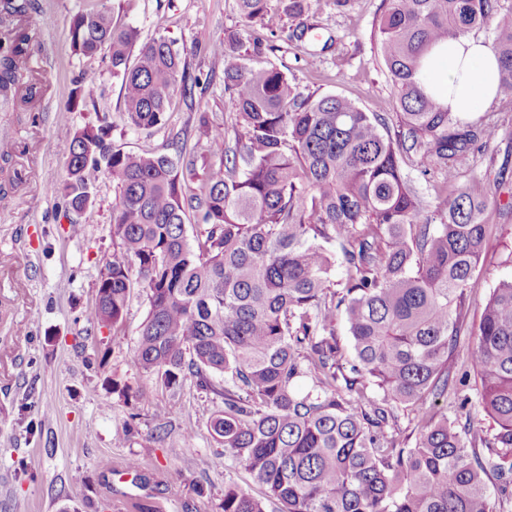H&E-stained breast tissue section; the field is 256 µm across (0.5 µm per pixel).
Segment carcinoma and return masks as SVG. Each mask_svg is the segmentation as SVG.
<instances>
[{"label":"carcinoma","mask_w":512,"mask_h":512,"mask_svg":"<svg viewBox=\"0 0 512 512\" xmlns=\"http://www.w3.org/2000/svg\"><path fill=\"white\" fill-rule=\"evenodd\" d=\"M240 14L274 34L284 18H302L312 0H237ZM377 54L395 90L398 128L341 95L296 92L285 71L247 64L267 45L231 32L212 48L224 56V92L236 108L234 143L187 186L196 155L134 154L108 125L85 127L62 148L66 176L58 192L71 208L92 204L96 176L112 178L117 251L105 262L88 312L100 329L121 327L131 290L148 313L130 361L164 388L190 380L221 401L210 421L224 454L265 488L257 499L230 478L217 512H496L486 482L489 461L512 471V280L482 307L466 357L480 380L479 406L493 423L485 442L474 421L436 409L448 394L459 356L465 287L485 247V213L496 202L489 183L471 179L429 222L424 196L404 172L419 156L422 174L468 156L480 132L464 126L422 79L434 50L492 26L497 98L512 107V5L507 0H384ZM32 0H0L12 23L0 82L27 98L31 55L26 20ZM73 52L108 51L121 79L123 112L150 133L169 120L180 93L195 107L181 51L159 33L137 28L94 5L71 27ZM84 76L77 106L93 96ZM215 142L224 126L199 117ZM201 229L188 234L187 213ZM334 242L339 252L327 244ZM346 278L334 280L336 265ZM344 318L353 358L336 341ZM308 374L310 388L297 379ZM381 391L382 404L364 388ZM402 409L414 424L407 444L383 424Z\"/></svg>","instance_id":"carcinoma-1"}]
</instances>
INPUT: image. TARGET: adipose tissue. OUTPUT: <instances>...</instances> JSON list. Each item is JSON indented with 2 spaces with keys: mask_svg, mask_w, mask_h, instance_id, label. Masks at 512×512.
<instances>
[{
  "mask_svg": "<svg viewBox=\"0 0 512 512\" xmlns=\"http://www.w3.org/2000/svg\"><path fill=\"white\" fill-rule=\"evenodd\" d=\"M499 62L485 38L470 35L450 42L435 65L423 73L450 112L463 116L480 111L497 93Z\"/></svg>",
  "mask_w": 512,
  "mask_h": 512,
  "instance_id": "1",
  "label": "adipose tissue"
}]
</instances>
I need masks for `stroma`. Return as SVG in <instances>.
<instances>
[{
  "instance_id": "35a3bbf8",
  "label": "stroma",
  "mask_w": 512,
  "mask_h": 512,
  "mask_svg": "<svg viewBox=\"0 0 512 512\" xmlns=\"http://www.w3.org/2000/svg\"><path fill=\"white\" fill-rule=\"evenodd\" d=\"M97 2L34 0L27 22L34 48L30 67L44 93L26 112L12 100L0 105V136L12 139L7 157H0V512H216L225 477L254 496L263 494L211 436L209 422L221 403L190 382L165 390L130 362L148 310L141 288H133L118 333L87 321L102 261L113 253L117 191L110 178L99 176L92 205L77 213L57 187L65 175L62 142L105 121L125 150L171 155L173 135L184 131L205 163L218 162L223 146L200 138L198 117L207 112L228 129L235 123L236 109L224 91L225 60L210 47L239 30L241 18L236 0H135L123 23L145 40L163 31L184 49L190 73L211 80L199 109L173 97L167 125L147 134L126 122L121 80L108 53L80 58L71 50L74 16ZM382 8L383 0H353L344 9L335 0H319L302 40L272 36L252 63L287 66L301 93L350 97L366 111L384 113L389 128H397L394 90L374 39ZM84 70L98 77L94 99L70 106L73 81ZM468 122L491 138L457 165L455 181L436 167L422 173L413 158L405 165L433 209L453 196L457 184L474 178L497 191V204L486 212L487 244L466 288L464 347L492 290L512 278V108L494 101ZM454 371L465 380L449 386L439 410L452 420L478 418L476 375L461 359ZM114 376L146 389L147 398H119L112 392ZM158 402L165 408L160 419ZM124 429L129 437L116 443V432ZM133 458L139 470L126 471Z\"/></svg>"
}]
</instances>
